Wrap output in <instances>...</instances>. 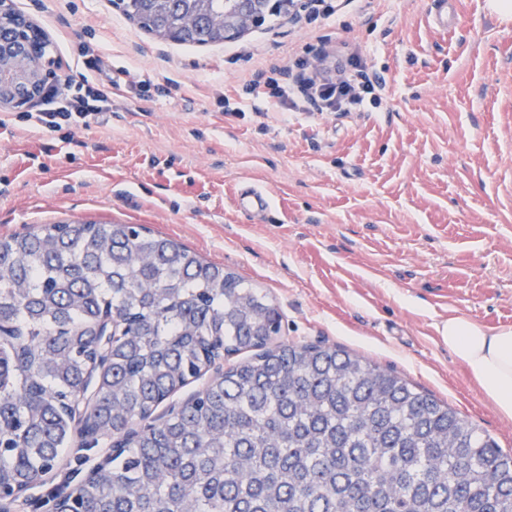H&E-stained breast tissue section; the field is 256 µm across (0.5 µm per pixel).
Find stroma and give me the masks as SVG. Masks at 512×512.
<instances>
[{"mask_svg": "<svg viewBox=\"0 0 512 512\" xmlns=\"http://www.w3.org/2000/svg\"><path fill=\"white\" fill-rule=\"evenodd\" d=\"M221 44L144 32L110 0H14L50 39L51 75L82 79L80 47L117 87L90 127L50 132L0 111V237L59 221L140 224L267 294L284 339L339 345L402 374L512 452L500 417L439 329L512 327V21L455 0H332ZM353 59L377 100L295 112L251 93L271 66ZM152 88L131 93L138 81ZM264 189L262 220L240 186ZM66 452L29 497L81 482L109 438ZM451 1L453 0L434 1V11H431L430 19L432 25L438 30L448 32L455 27V11ZM239 209L249 215H264L272 206L269 195L254 186L241 187L236 198Z\"/></svg>", "mask_w": 512, "mask_h": 512, "instance_id": "obj_1", "label": "stroma"}]
</instances>
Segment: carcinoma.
<instances>
[{
    "label": "carcinoma",
    "instance_id": "cac0c4a2",
    "mask_svg": "<svg viewBox=\"0 0 512 512\" xmlns=\"http://www.w3.org/2000/svg\"><path fill=\"white\" fill-rule=\"evenodd\" d=\"M121 4L154 34L195 8ZM105 318L92 416L99 436L131 439L63 512H512V454L447 403L337 346L271 345L282 315L261 291L140 225L97 222L0 238V492L22 496L60 460ZM242 353L190 405L133 429Z\"/></svg>",
    "mask_w": 512,
    "mask_h": 512
}]
</instances>
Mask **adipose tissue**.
Instances as JSON below:
<instances>
[{"label":"adipose tissue","mask_w":512,"mask_h":512,"mask_svg":"<svg viewBox=\"0 0 512 512\" xmlns=\"http://www.w3.org/2000/svg\"><path fill=\"white\" fill-rule=\"evenodd\" d=\"M440 334L453 356L467 366L483 396L502 417L512 419V328L490 332L452 317Z\"/></svg>","instance_id":"obj_1"}]
</instances>
